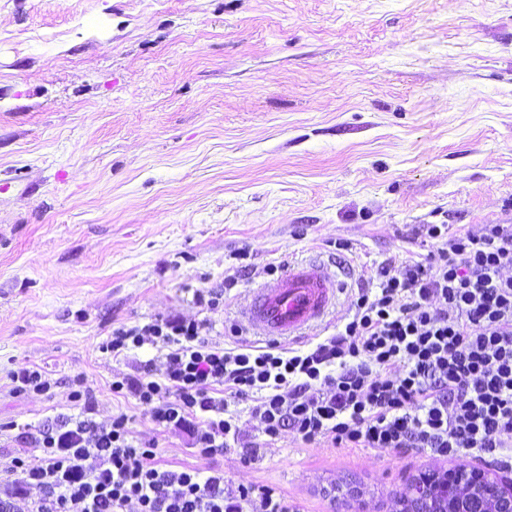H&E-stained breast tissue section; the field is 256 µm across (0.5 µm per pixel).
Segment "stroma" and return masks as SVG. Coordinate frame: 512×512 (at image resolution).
<instances>
[{
    "label": "stroma",
    "instance_id": "1",
    "mask_svg": "<svg viewBox=\"0 0 512 512\" xmlns=\"http://www.w3.org/2000/svg\"><path fill=\"white\" fill-rule=\"evenodd\" d=\"M508 217L512 0H0V369L54 382L0 387V423L75 414L80 373L96 421L125 411L169 463L220 464L301 512H397L413 477L470 459L286 432L214 463L113 393L153 349L98 345L177 316L224 348L265 345L239 308L269 265L343 261L334 318L286 343L306 350L378 264L426 257L420 225ZM211 288L223 307L194 305ZM14 369L7 371L10 381V393L16 396L29 393L46 395L50 393L54 382L43 368L17 363Z\"/></svg>",
    "mask_w": 512,
    "mask_h": 512
}]
</instances>
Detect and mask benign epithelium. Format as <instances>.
<instances>
[{"label":"benign epithelium","instance_id":"benign-epithelium-1","mask_svg":"<svg viewBox=\"0 0 512 512\" xmlns=\"http://www.w3.org/2000/svg\"><path fill=\"white\" fill-rule=\"evenodd\" d=\"M463 476L468 479L469 491L498 504L497 512H512L511 478L463 468H450L413 479L409 490L401 496L400 512H470L469 498L459 490V479Z\"/></svg>","mask_w":512,"mask_h":512}]
</instances>
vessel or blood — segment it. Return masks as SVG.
<instances>
[{
    "instance_id": "b4317fda",
    "label": "vessel or blood",
    "mask_w": 512,
    "mask_h": 512,
    "mask_svg": "<svg viewBox=\"0 0 512 512\" xmlns=\"http://www.w3.org/2000/svg\"><path fill=\"white\" fill-rule=\"evenodd\" d=\"M344 287L329 264L303 261L255 288L241 314L257 335L270 340L299 336L323 324Z\"/></svg>"
}]
</instances>
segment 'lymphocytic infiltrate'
<instances>
[{
    "instance_id": "f902f5d3",
    "label": "lymphocytic infiltrate",
    "mask_w": 512,
    "mask_h": 512,
    "mask_svg": "<svg viewBox=\"0 0 512 512\" xmlns=\"http://www.w3.org/2000/svg\"><path fill=\"white\" fill-rule=\"evenodd\" d=\"M421 261L382 262L336 333L300 353L277 342L226 349L207 321L173 317L119 328L100 350L151 347L157 358L113 381L164 432L200 456L247 445L233 406L250 401L259 436L289 431L342 449L468 457L512 473V221L449 232L422 225ZM78 415L54 424H0L21 448L0 475V512H296L278 488L232 485L160 461L125 412L94 419L83 376L70 381Z\"/></svg>"
}]
</instances>
